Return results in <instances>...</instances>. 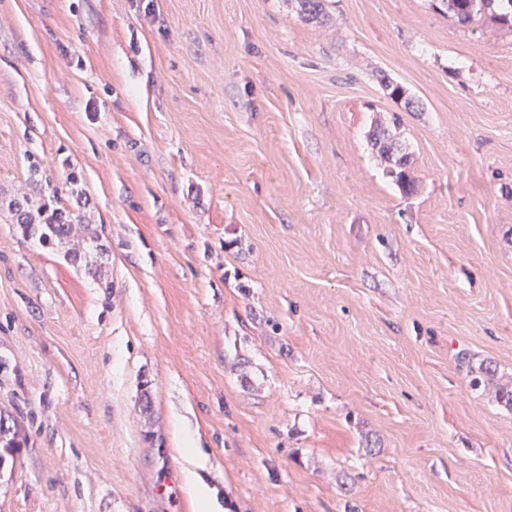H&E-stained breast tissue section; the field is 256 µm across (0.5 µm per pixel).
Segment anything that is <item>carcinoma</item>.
<instances>
[{"mask_svg":"<svg viewBox=\"0 0 512 512\" xmlns=\"http://www.w3.org/2000/svg\"><path fill=\"white\" fill-rule=\"evenodd\" d=\"M297 16L305 22L324 20L323 0H295ZM448 16L462 26H470L483 17H489L504 31H512V0H441ZM371 139L388 174L406 194L415 191V182L409 175L411 157L402 151L398 141L388 129L379 126L372 131ZM5 208L19 213L17 222L26 237L38 236L43 243L57 242L67 246L66 255L74 263L87 259L91 254L99 257L106 252L98 237L88 225L78 223L77 216L59 204L58 197L48 203L43 198L27 199L24 203L11 200ZM23 443L16 418L0 415V467L6 457L14 456Z\"/></svg>","mask_w":512,"mask_h":512,"instance_id":"obj_1","label":"carcinoma"}]
</instances>
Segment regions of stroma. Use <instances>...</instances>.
I'll use <instances>...</instances> for the list:
<instances>
[{"mask_svg":"<svg viewBox=\"0 0 512 512\" xmlns=\"http://www.w3.org/2000/svg\"><path fill=\"white\" fill-rule=\"evenodd\" d=\"M326 11L0 0V200L106 249L0 210V512H195L186 435L218 512H512V33ZM395 135L387 128L377 126L371 134L373 145L377 148L381 160L388 164V174L405 194L415 191V182L410 177L408 169L411 157L402 151ZM50 203L44 198L37 200L26 199L20 204L16 200H10L1 209L6 208L16 214L17 222L25 237L38 235L39 241L66 245V255L74 263L84 259L85 272L91 277H96L97 264L87 261L89 254L102 257L106 249L98 242V237L89 231L88 224H78L77 216L67 207L59 205L58 197L52 195ZM54 202V204H52ZM9 417L10 415L6 418L5 414L2 416V411L0 410V470L6 456H10L13 461L15 458L14 455L18 451V448H21L20 446L23 443L16 418L11 416L10 420L12 425H10L7 424Z\"/></svg>","mask_w":512,"mask_h":512,"instance_id":"1","label":"stroma"}]
</instances>
